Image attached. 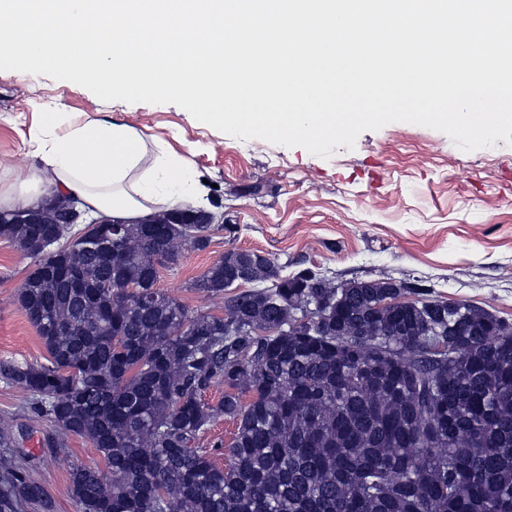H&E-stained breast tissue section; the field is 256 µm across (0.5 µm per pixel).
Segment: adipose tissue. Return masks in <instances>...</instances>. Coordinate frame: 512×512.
<instances>
[{"instance_id":"ef3b65f1","label":"adipose tissue","mask_w":512,"mask_h":512,"mask_svg":"<svg viewBox=\"0 0 512 512\" xmlns=\"http://www.w3.org/2000/svg\"><path fill=\"white\" fill-rule=\"evenodd\" d=\"M38 151L47 170L36 175L16 169L13 189L0 192L1 207L27 208L43 195L63 192L132 224L193 202L200 193L181 158L152 150L140 131L124 123L77 124Z\"/></svg>"}]
</instances>
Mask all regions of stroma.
<instances>
[{
    "mask_svg": "<svg viewBox=\"0 0 512 512\" xmlns=\"http://www.w3.org/2000/svg\"><path fill=\"white\" fill-rule=\"evenodd\" d=\"M59 122L47 130L42 115ZM79 123H126L181 157L203 180L200 208L223 215L207 248H188L157 266V288L191 313L220 315L221 300L190 290L225 250L268 254L289 272L309 268L334 283L390 278L431 287L435 297L512 319V146L466 152L444 133L391 123L359 135L327 159L304 148L243 141L173 105L105 102L86 88L44 75L0 70V189L16 166L46 164L36 147ZM35 267L0 238V366L42 363L48 354L17 295ZM24 393L0 379V430H10L26 474L55 512H77L69 471L101 458L89 440L63 437L21 413Z\"/></svg>",
    "mask_w": 512,
    "mask_h": 512,
    "instance_id": "35a3bbf8",
    "label": "stroma"
}]
</instances>
